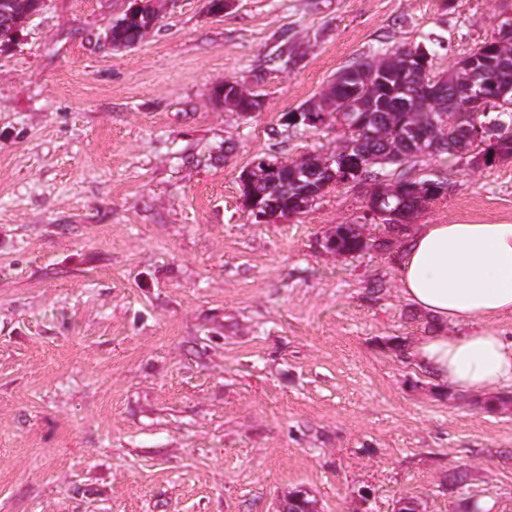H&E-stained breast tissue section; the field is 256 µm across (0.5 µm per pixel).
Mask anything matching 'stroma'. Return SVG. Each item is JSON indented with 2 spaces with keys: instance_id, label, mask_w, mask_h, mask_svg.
Instances as JSON below:
<instances>
[{
  "instance_id": "35a3bbf8",
  "label": "stroma",
  "mask_w": 512,
  "mask_h": 512,
  "mask_svg": "<svg viewBox=\"0 0 512 512\" xmlns=\"http://www.w3.org/2000/svg\"><path fill=\"white\" fill-rule=\"evenodd\" d=\"M127 5L46 0L0 50V512H277L298 486L320 512H457L460 464L470 503L512 512V412L410 355L436 326L400 293L404 236L335 258L362 192L259 223L238 181L334 149L282 119L343 65L432 39L447 70L512 0H170L102 49ZM227 79L260 111H224ZM425 167L451 190L407 233L512 222V159ZM152 2L148 4L151 5ZM161 4H152L149 8L141 12H128L127 8L123 14L116 18L110 28L106 31L103 39L110 40L111 50H120L121 48H131V44L136 40L142 29H153L159 19L162 17Z\"/></svg>"
}]
</instances>
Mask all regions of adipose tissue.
<instances>
[{"instance_id": "adipose-tissue-1", "label": "adipose tissue", "mask_w": 512, "mask_h": 512, "mask_svg": "<svg viewBox=\"0 0 512 512\" xmlns=\"http://www.w3.org/2000/svg\"><path fill=\"white\" fill-rule=\"evenodd\" d=\"M401 293L439 332L420 338L414 358L439 381L470 393L512 384V223L425 224L398 264Z\"/></svg>"}]
</instances>
